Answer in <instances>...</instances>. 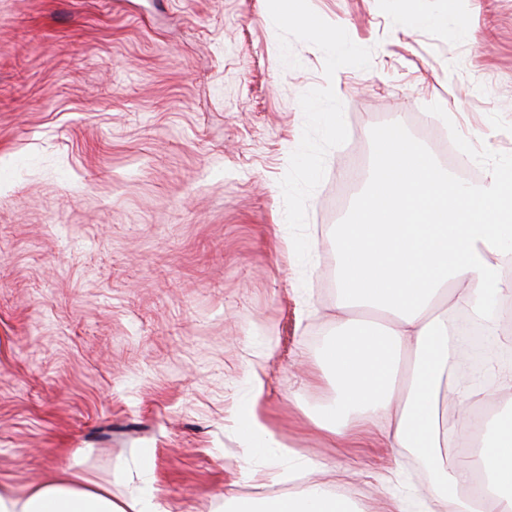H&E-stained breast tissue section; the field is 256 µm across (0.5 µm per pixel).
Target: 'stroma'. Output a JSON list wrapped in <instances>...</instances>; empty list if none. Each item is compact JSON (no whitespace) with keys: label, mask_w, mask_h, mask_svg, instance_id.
I'll list each match as a JSON object with an SVG mask.
<instances>
[{"label":"stroma","mask_w":512,"mask_h":512,"mask_svg":"<svg viewBox=\"0 0 512 512\" xmlns=\"http://www.w3.org/2000/svg\"><path fill=\"white\" fill-rule=\"evenodd\" d=\"M300 11L0 0L1 488L69 467L119 503L224 512L294 491L300 458L363 512H421L414 454L309 424L333 395L329 239L393 122L455 182L512 161V0ZM252 405L290 456L244 450Z\"/></svg>","instance_id":"1"}]
</instances>
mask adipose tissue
I'll return each instance as SVG.
<instances>
[{
	"mask_svg": "<svg viewBox=\"0 0 512 512\" xmlns=\"http://www.w3.org/2000/svg\"><path fill=\"white\" fill-rule=\"evenodd\" d=\"M379 161L353 219L330 243L339 316L321 361L336 395L317 422L341 448L381 417L388 447L418 449L433 471L440 512H512V414L493 422L492 439L449 427L448 400L460 410L512 400V370L486 365L487 385L462 376L454 330L458 313L485 322L501 350L512 351V162L483 183L448 181L419 147L378 142ZM375 311L382 322L352 318ZM80 475L52 477L27 493L0 490V512H166L152 496L117 504L107 488L87 490ZM230 512H359L324 483L308 482L269 506Z\"/></svg>",
	"mask_w": 512,
	"mask_h": 512,
	"instance_id": "obj_1",
	"label": "adipose tissue"
}]
</instances>
